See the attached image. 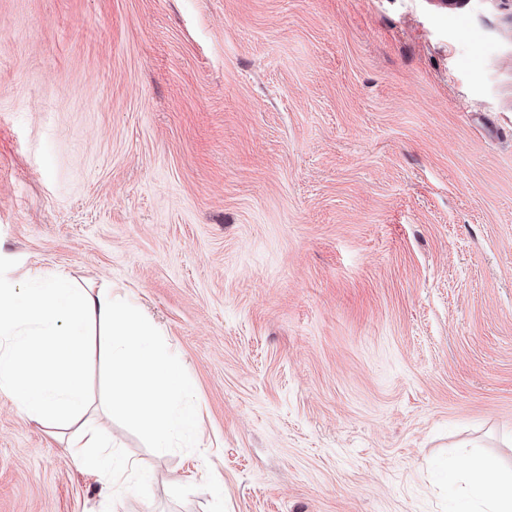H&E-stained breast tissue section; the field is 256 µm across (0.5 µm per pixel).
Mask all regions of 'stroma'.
Listing matches in <instances>:
<instances>
[{
	"label": "stroma",
	"instance_id": "stroma-1",
	"mask_svg": "<svg viewBox=\"0 0 512 512\" xmlns=\"http://www.w3.org/2000/svg\"><path fill=\"white\" fill-rule=\"evenodd\" d=\"M0 256L128 292L194 452L0 394V512H452L512 468V0H0Z\"/></svg>",
	"mask_w": 512,
	"mask_h": 512
}]
</instances>
